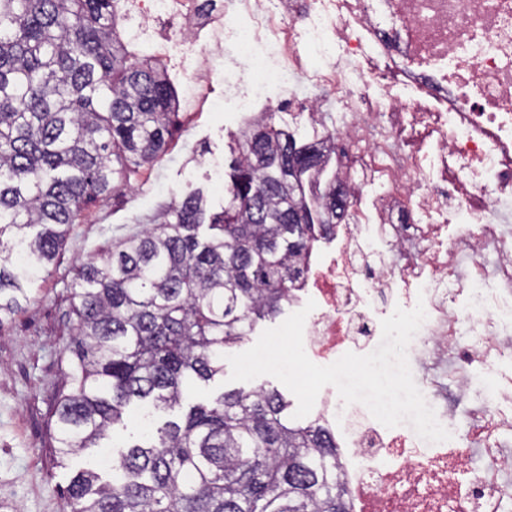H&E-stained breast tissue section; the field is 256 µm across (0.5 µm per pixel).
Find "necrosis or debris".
I'll list each match as a JSON object with an SVG mask.
<instances>
[{
    "mask_svg": "<svg viewBox=\"0 0 512 512\" xmlns=\"http://www.w3.org/2000/svg\"><path fill=\"white\" fill-rule=\"evenodd\" d=\"M132 41L187 88L208 82L231 47L257 59L250 78L225 68L239 109L329 123L344 215L299 288L315 301L303 330L318 365L368 353L395 308L423 303L407 348L434 408L446 379L469 396L474 367L492 369L512 320V0H116ZM172 21L176 28L159 32ZM499 401L477 402L446 441L381 425L319 392L313 422L336 441L351 512H512V376Z\"/></svg>",
    "mask_w": 512,
    "mask_h": 512,
    "instance_id": "necrosis-or-debris-1",
    "label": "necrosis or debris"
}]
</instances>
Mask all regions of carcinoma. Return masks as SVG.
Wrapping results in <instances>:
<instances>
[{"label": "carcinoma", "instance_id": "obj_1", "mask_svg": "<svg viewBox=\"0 0 512 512\" xmlns=\"http://www.w3.org/2000/svg\"><path fill=\"white\" fill-rule=\"evenodd\" d=\"M112 2L0 0V326L85 205L166 152L173 82L121 41ZM323 174V147L262 119L238 139L220 210L191 193L76 267L60 459L101 447L131 404L172 411L185 386L224 374L225 348L281 311L335 223L336 182ZM289 407L265 387L191 405L126 444L112 481L76 473L71 512H348L335 441Z\"/></svg>", "mask_w": 512, "mask_h": 512}]
</instances>
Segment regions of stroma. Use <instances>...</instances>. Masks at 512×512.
<instances>
[{
    "instance_id": "stroma-1",
    "label": "stroma",
    "mask_w": 512,
    "mask_h": 512,
    "mask_svg": "<svg viewBox=\"0 0 512 512\" xmlns=\"http://www.w3.org/2000/svg\"><path fill=\"white\" fill-rule=\"evenodd\" d=\"M177 121L158 162L139 168L121 193L85 208L49 275L33 284L32 301L0 327V502L9 503L10 512H70L72 476L99 464L96 449L60 464L52 448L62 375L73 360L75 267L137 233L189 193L201 192L215 207L224 202L235 133L246 123L243 113L231 107L203 112L184 98Z\"/></svg>"
}]
</instances>
